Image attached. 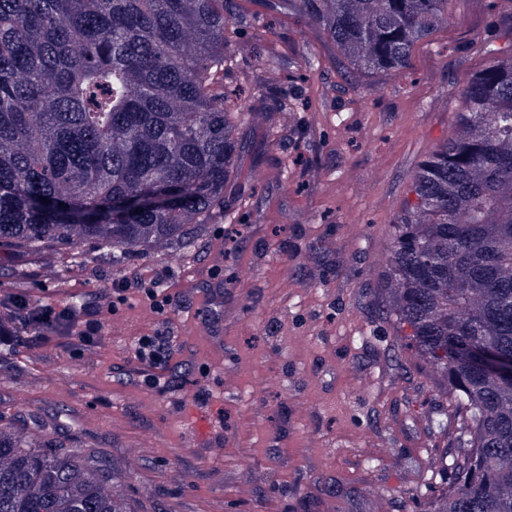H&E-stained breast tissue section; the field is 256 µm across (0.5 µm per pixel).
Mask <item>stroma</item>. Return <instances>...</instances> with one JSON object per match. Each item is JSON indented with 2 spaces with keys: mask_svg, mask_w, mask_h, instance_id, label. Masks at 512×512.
I'll use <instances>...</instances> for the list:
<instances>
[{
  "mask_svg": "<svg viewBox=\"0 0 512 512\" xmlns=\"http://www.w3.org/2000/svg\"><path fill=\"white\" fill-rule=\"evenodd\" d=\"M224 15L223 213L190 247L125 268L92 249L58 261L57 285L43 253L0 257L2 300L21 285L78 305L125 284L112 318L132 338L172 336L180 396L128 385L139 363L111 334L56 338L0 354V420L113 472L133 512H426L469 449L444 381L390 315L393 226L467 80L512 55V0H450L409 67L378 74L348 71L319 26L269 0H225ZM149 274L173 306L153 309ZM219 402L223 461L186 453V404ZM154 427L163 449L130 461Z\"/></svg>",
  "mask_w": 512,
  "mask_h": 512,
  "instance_id": "1",
  "label": "stroma"
}]
</instances>
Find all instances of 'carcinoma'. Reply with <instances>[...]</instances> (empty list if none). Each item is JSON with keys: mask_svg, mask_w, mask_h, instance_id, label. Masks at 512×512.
Wrapping results in <instances>:
<instances>
[{"mask_svg": "<svg viewBox=\"0 0 512 512\" xmlns=\"http://www.w3.org/2000/svg\"><path fill=\"white\" fill-rule=\"evenodd\" d=\"M368 73L406 67L449 0H281ZM224 0H0V251L93 243L122 266L224 209ZM455 132L394 225L397 327L449 384L471 451L430 512H512V57L464 87ZM47 202H42V198ZM92 460L0 420V512H130Z\"/></svg>", "mask_w": 512, "mask_h": 512, "instance_id": "cac0c4a2", "label": "carcinoma"}]
</instances>
